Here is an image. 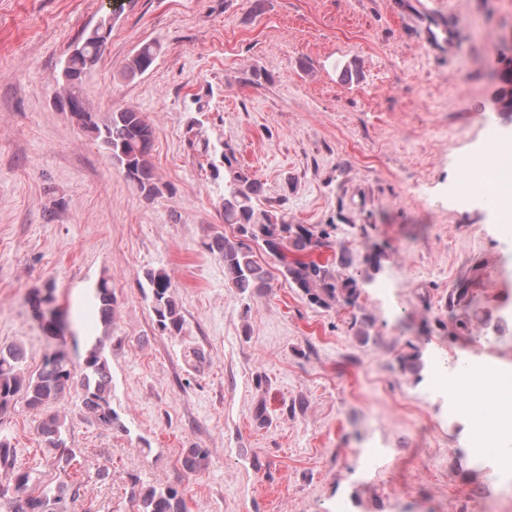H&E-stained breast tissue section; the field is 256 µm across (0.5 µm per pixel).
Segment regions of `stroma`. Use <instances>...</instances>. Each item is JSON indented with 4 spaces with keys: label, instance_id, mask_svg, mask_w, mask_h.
Segmentation results:
<instances>
[{
    "label": "stroma",
    "instance_id": "1",
    "mask_svg": "<svg viewBox=\"0 0 512 512\" xmlns=\"http://www.w3.org/2000/svg\"><path fill=\"white\" fill-rule=\"evenodd\" d=\"M438 7L447 54L427 46L419 0H0V344H21L30 372L57 349L77 369L104 336L120 418L97 423L70 392L77 456L65 467L40 443L43 409L18 398L0 415L17 467L63 487L62 512H139L141 487L177 485L188 512H512V468L476 455L468 395L438 370L462 351L474 369L512 367V235L497 202L458 191L463 159L490 136L512 139V116L492 105L512 92V0ZM106 17L83 92L99 119L132 108L152 124V201L55 101L63 60ZM148 41L155 63L123 79ZM204 142L261 182L263 210L330 228L316 258L347 256L350 275L378 251L387 300L310 305L262 252L268 292L232 288L201 246L224 203ZM148 269L170 275L181 335L158 328ZM104 278L107 331L84 316ZM49 286L57 341L29 303ZM188 345L208 353L203 370L185 363ZM417 351L419 371L407 363ZM192 445L209 466L190 478ZM373 446L392 451L381 470H351ZM181 463L185 474L191 477L198 476L208 468V453L204 448L192 445L184 449Z\"/></svg>",
    "mask_w": 512,
    "mask_h": 512
}]
</instances>
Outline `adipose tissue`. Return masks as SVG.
<instances>
[{
	"label": "adipose tissue",
	"mask_w": 512,
	"mask_h": 512,
	"mask_svg": "<svg viewBox=\"0 0 512 512\" xmlns=\"http://www.w3.org/2000/svg\"><path fill=\"white\" fill-rule=\"evenodd\" d=\"M500 152V145L492 142L473 157L468 177L476 195L486 199L501 196L503 177L512 171V160L501 158ZM480 373L490 386L472 393L468 402L480 445L484 448L512 445V368L493 364L481 368Z\"/></svg>",
	"instance_id": "adipose-tissue-1"
}]
</instances>
